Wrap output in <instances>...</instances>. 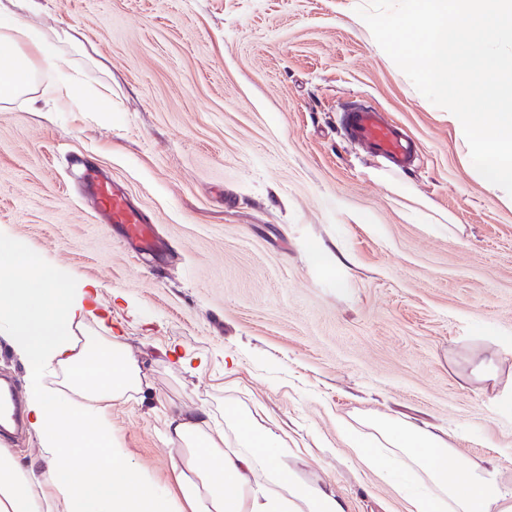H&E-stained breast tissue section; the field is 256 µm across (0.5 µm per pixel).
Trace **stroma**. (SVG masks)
I'll use <instances>...</instances> for the list:
<instances>
[{"label":"stroma","mask_w":512,"mask_h":512,"mask_svg":"<svg viewBox=\"0 0 512 512\" xmlns=\"http://www.w3.org/2000/svg\"><path fill=\"white\" fill-rule=\"evenodd\" d=\"M367 0H41L71 29L78 101L36 81L0 104V235L70 282L149 385L113 408L126 454L175 492L166 415L237 401L277 430L303 478L347 512H406L362 469L346 427L414 419L447 430L512 488V206L463 164L462 132L357 14ZM112 88L109 111L89 105ZM364 98L415 139L403 174L347 142ZM96 170L139 206L163 252L135 255L96 216ZM204 358L170 364L169 346Z\"/></svg>","instance_id":"35a3bbf8"}]
</instances>
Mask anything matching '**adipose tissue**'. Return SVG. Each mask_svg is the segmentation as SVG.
<instances>
[{"mask_svg": "<svg viewBox=\"0 0 512 512\" xmlns=\"http://www.w3.org/2000/svg\"><path fill=\"white\" fill-rule=\"evenodd\" d=\"M40 0H0V102L29 92L35 75L60 105L76 92L66 51L70 30L50 33L29 18ZM0 317L27 365L25 398L31 429L39 435L40 469L22 468L0 448V512H347L334 488L302 479L282 437L248 409L224 404V421L204 409L165 417L161 436L188 449L177 473L178 495L159 490L131 463L112 430V410L142 392L144 376L117 336H75L93 315V284H74L40 262L24 244L0 237ZM357 460L382 478L416 477L409 512H512V489L498 468H449L456 450L447 433L427 424L373 418ZM67 466H59V459Z\"/></svg>", "mask_w": 512, "mask_h": 512, "instance_id": "ef3b65f1", "label": "adipose tissue"}]
</instances>
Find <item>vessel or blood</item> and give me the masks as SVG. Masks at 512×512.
Instances as JSON below:
<instances>
[{
    "instance_id": "vessel-or-blood-1",
    "label": "vessel or blood",
    "mask_w": 512,
    "mask_h": 512,
    "mask_svg": "<svg viewBox=\"0 0 512 512\" xmlns=\"http://www.w3.org/2000/svg\"><path fill=\"white\" fill-rule=\"evenodd\" d=\"M341 126L347 140L362 147L370 156L385 158L395 172L409 169L415 142L405 129L391 121L384 111L367 102L354 101L341 109ZM97 206L108 223L118 225L125 242L139 249L154 251L159 244L142 212L108 185H98Z\"/></svg>"
}]
</instances>
